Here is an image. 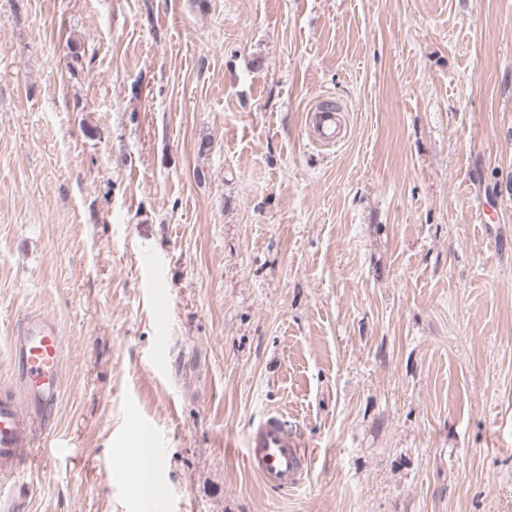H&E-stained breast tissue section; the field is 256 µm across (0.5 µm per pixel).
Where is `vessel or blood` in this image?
<instances>
[{"label": "vessel or blood", "instance_id": "vessel-or-blood-1", "mask_svg": "<svg viewBox=\"0 0 512 512\" xmlns=\"http://www.w3.org/2000/svg\"><path fill=\"white\" fill-rule=\"evenodd\" d=\"M313 135L317 144L329 146L344 140L347 122L333 106L316 102L312 107ZM64 338L58 326L46 317H28L12 341V359L18 392L0 396V488L16 483V464L21 457L36 454L46 439L29 435L30 419L19 407L17 396L49 406L60 390ZM247 467L267 488L287 492L296 488L308 472L312 457L281 417L266 415L253 429Z\"/></svg>", "mask_w": 512, "mask_h": 512}]
</instances>
